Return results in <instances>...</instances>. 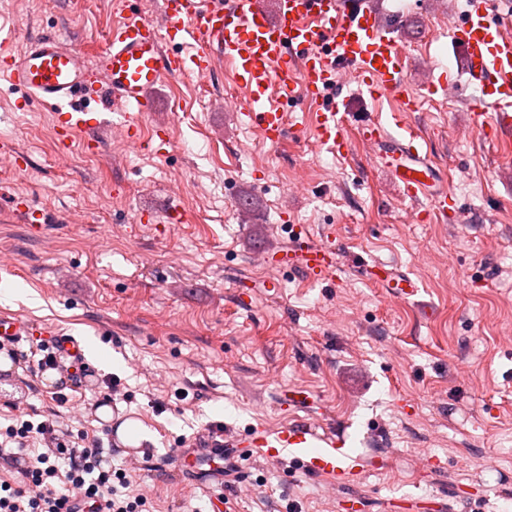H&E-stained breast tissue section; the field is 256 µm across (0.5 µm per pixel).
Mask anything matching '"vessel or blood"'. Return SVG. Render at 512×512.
<instances>
[{
	"instance_id": "b4317fda",
	"label": "vessel or blood",
	"mask_w": 512,
	"mask_h": 512,
	"mask_svg": "<svg viewBox=\"0 0 512 512\" xmlns=\"http://www.w3.org/2000/svg\"><path fill=\"white\" fill-rule=\"evenodd\" d=\"M161 15L160 26L142 13L127 12L93 55L56 35L35 38L16 54L9 38L0 37V77L22 90L29 103L54 107L55 126L65 137L106 126L102 113L82 103L87 89L100 86L106 105L124 112L131 147L140 143L139 114L153 109L151 90L185 73L210 75L218 61L230 64L231 79L243 94L244 122L273 145L287 132L283 103L301 87L321 104L312 127L315 139L346 152L348 100L335 92L345 67L371 98H397L404 112L418 106L403 77V51L385 34L382 13L371 0H276L271 9L262 0H163ZM448 35L458 43L462 71L490 105L489 111L474 113L475 125L486 138L503 143L512 134V35L490 16L485 0H471ZM361 134L406 199L428 200L443 212L458 209L457 197L427 154L414 138L396 133L394 122L370 120ZM283 257L310 276H325L336 266V251L327 244L299 240ZM29 333L18 316L0 314V337L19 341ZM245 444L267 461L290 458L303 476L333 486L361 480L360 457L340 427L319 432L291 423L252 432Z\"/></svg>"
}]
</instances>
